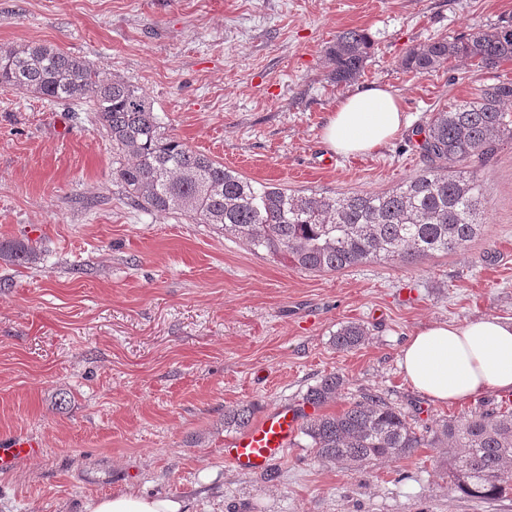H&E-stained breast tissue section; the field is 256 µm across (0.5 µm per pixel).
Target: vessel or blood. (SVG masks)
Segmentation results:
<instances>
[{
	"mask_svg": "<svg viewBox=\"0 0 512 512\" xmlns=\"http://www.w3.org/2000/svg\"><path fill=\"white\" fill-rule=\"evenodd\" d=\"M299 409L283 405L266 412L260 420L231 440L224 450L227 462L244 473H263L280 461L300 427ZM38 440L13 435L6 447L0 448V468L17 459L35 454Z\"/></svg>",
	"mask_w": 512,
	"mask_h": 512,
	"instance_id": "vessel-or-blood-1",
	"label": "vessel or blood"
}]
</instances>
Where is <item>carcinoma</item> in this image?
Listing matches in <instances>:
<instances>
[{
	"label": "carcinoma",
	"instance_id": "cac0c4a2",
	"mask_svg": "<svg viewBox=\"0 0 512 512\" xmlns=\"http://www.w3.org/2000/svg\"><path fill=\"white\" fill-rule=\"evenodd\" d=\"M373 50L362 30L349 29L327 48L331 80L347 84L361 75ZM451 59L485 69L512 61V17L482 26L464 38H437L411 49L401 61L420 75ZM0 86L47 100L92 102L97 121L112 141V174L131 201L158 214L180 213L244 239L255 251L283 258L299 269L336 272L383 258L408 263L450 254L481 234L485 187L470 170L473 159L512 139V81L435 112L420 150L422 173L386 192L334 196L300 194L254 181L188 147L165 131L146 94L119 76L46 45L0 50ZM32 248L0 243V259L23 263ZM357 323L341 326L339 350L363 345ZM343 380L329 375L309 388L305 403L320 408L336 399ZM251 408L224 412V427L245 429ZM315 456L353 474L375 460L399 461L420 448H446L452 457L454 491L481 501L512 493V407L486 409L463 420L420 424L376 393H365L339 414H318L301 428Z\"/></svg>",
	"mask_w": 512,
	"mask_h": 512
}]
</instances>
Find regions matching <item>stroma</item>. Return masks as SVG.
Masks as SVG:
<instances>
[{"mask_svg":"<svg viewBox=\"0 0 512 512\" xmlns=\"http://www.w3.org/2000/svg\"><path fill=\"white\" fill-rule=\"evenodd\" d=\"M512 16V0H0V49L44 44L141 88L192 149L261 183L334 195L393 189L428 165L415 131L438 109L512 80L452 60L423 75L406 53ZM358 28L363 74L328 78L326 49ZM388 86L407 124L376 152L323 140L337 103ZM481 237L410 264L309 272L184 215L136 206L112 174V143L88 100L0 87V241L30 239L31 263L0 260V437L40 451L0 468V512H86L134 490L189 512H512V495L467 500L447 449L353 474L289 447L273 478L224 459V412L302 406L323 377L344 385L326 414L380 393L422 422L506 399L436 403L402 378L416 330L482 316L512 322V140L476 162ZM358 323L365 344L337 350ZM366 338L367 333L362 325L348 323L336 331L333 343L339 350H351L363 345Z\"/></svg>","mask_w":512,"mask_h":512,"instance_id":"35a3bbf8","label":"stroma"}]
</instances>
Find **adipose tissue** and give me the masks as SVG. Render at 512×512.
I'll return each mask as SVG.
<instances>
[{
	"label": "adipose tissue",
	"mask_w": 512,
	"mask_h": 512,
	"mask_svg": "<svg viewBox=\"0 0 512 512\" xmlns=\"http://www.w3.org/2000/svg\"><path fill=\"white\" fill-rule=\"evenodd\" d=\"M404 122L400 99L370 85L343 98L324 129L335 153L357 155L389 142ZM404 379L439 403L474 400L488 390L512 393V323L485 316L436 322L411 336L399 356ZM88 512H188L183 501L126 491L91 501Z\"/></svg>",
	"instance_id": "ef3b65f1"
}]
</instances>
